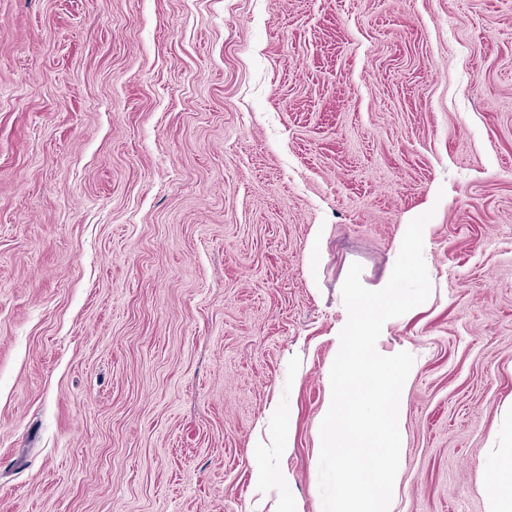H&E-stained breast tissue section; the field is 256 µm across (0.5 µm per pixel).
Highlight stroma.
<instances>
[{
	"label": "stroma",
	"instance_id": "35a3bbf8",
	"mask_svg": "<svg viewBox=\"0 0 512 512\" xmlns=\"http://www.w3.org/2000/svg\"><path fill=\"white\" fill-rule=\"evenodd\" d=\"M428 211L392 512H491L512 0H0V512H323L342 284Z\"/></svg>",
	"mask_w": 512,
	"mask_h": 512
}]
</instances>
